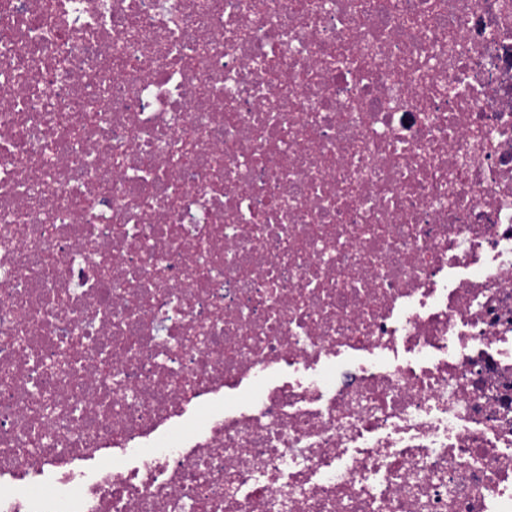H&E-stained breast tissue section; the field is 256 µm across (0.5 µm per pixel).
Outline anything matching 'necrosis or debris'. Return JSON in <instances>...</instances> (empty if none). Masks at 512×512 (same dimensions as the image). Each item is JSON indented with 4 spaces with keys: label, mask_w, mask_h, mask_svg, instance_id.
Listing matches in <instances>:
<instances>
[{
    "label": "necrosis or debris",
    "mask_w": 512,
    "mask_h": 512,
    "mask_svg": "<svg viewBox=\"0 0 512 512\" xmlns=\"http://www.w3.org/2000/svg\"><path fill=\"white\" fill-rule=\"evenodd\" d=\"M0 512H512V0H0Z\"/></svg>",
    "instance_id": "4bbe7bcc"
}]
</instances>
